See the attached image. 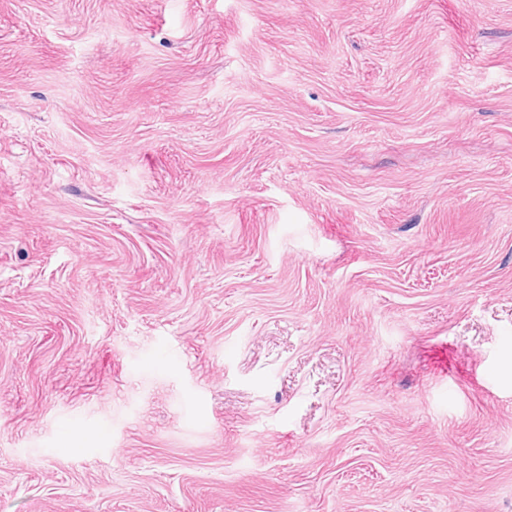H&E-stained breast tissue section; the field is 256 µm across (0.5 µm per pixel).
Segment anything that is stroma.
I'll return each mask as SVG.
<instances>
[{"mask_svg": "<svg viewBox=\"0 0 512 512\" xmlns=\"http://www.w3.org/2000/svg\"><path fill=\"white\" fill-rule=\"evenodd\" d=\"M0 512H512V0H0Z\"/></svg>", "mask_w": 512, "mask_h": 512, "instance_id": "35a3bbf8", "label": "stroma"}]
</instances>
